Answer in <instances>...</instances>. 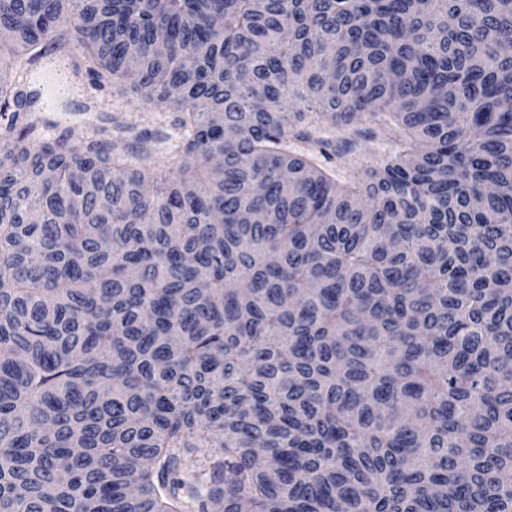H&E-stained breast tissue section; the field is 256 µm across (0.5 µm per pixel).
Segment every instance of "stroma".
<instances>
[{
	"instance_id": "obj_1",
	"label": "stroma",
	"mask_w": 512,
	"mask_h": 512,
	"mask_svg": "<svg viewBox=\"0 0 512 512\" xmlns=\"http://www.w3.org/2000/svg\"><path fill=\"white\" fill-rule=\"evenodd\" d=\"M76 74L81 94L73 98L70 110L37 112V136L61 137L72 145L97 139L132 151L136 165H164L179 141L175 113L147 110L133 96L118 92L108 79L90 77L84 59H77ZM348 137V132L325 124L312 130L310 139H292L291 147L331 155L333 176L339 182L355 167L376 164L379 155L392 150L383 134L372 140L358 138L352 147L345 144Z\"/></svg>"
}]
</instances>
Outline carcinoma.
Instances as JSON below:
<instances>
[{"label":"carcinoma","mask_w":512,"mask_h":512,"mask_svg":"<svg viewBox=\"0 0 512 512\" xmlns=\"http://www.w3.org/2000/svg\"><path fill=\"white\" fill-rule=\"evenodd\" d=\"M69 47L166 166L19 127ZM509 103L512 0H0V512H512ZM304 130L311 133L310 141L293 138L290 142L292 149L313 152L318 157L319 163L332 168L333 176L338 182L346 180L355 167L375 166L380 159L378 155L393 151L392 142L384 133H378V137L373 141L357 136L356 145L347 149L345 140L351 138L352 132H345L327 124L317 129ZM317 141L320 143L319 146L315 144ZM319 148L334 158L332 163L324 160L325 157L320 154ZM337 153H341L342 156L337 158Z\"/></svg>","instance_id":"cac0c4a2"}]
</instances>
